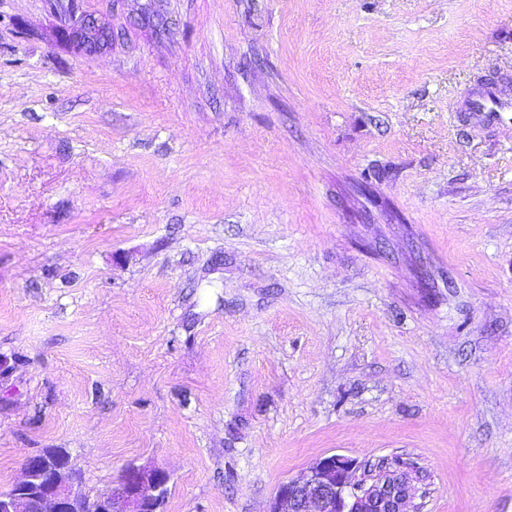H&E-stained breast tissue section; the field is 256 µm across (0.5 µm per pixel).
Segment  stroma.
Instances as JSON below:
<instances>
[{
	"label": "stroma",
	"instance_id": "35a3bbf8",
	"mask_svg": "<svg viewBox=\"0 0 512 512\" xmlns=\"http://www.w3.org/2000/svg\"><path fill=\"white\" fill-rule=\"evenodd\" d=\"M0 0V492L268 512L320 457L402 455L425 512H512V0ZM172 33L134 27L144 13ZM49 1L59 20L58 35L76 50L96 54L112 47V25L104 18L83 10L79 0ZM499 77L484 76L464 98V117L483 129L512 124V96L501 91ZM49 456H26L21 476L0 495V512H158L169 490L168 471L133 465L122 470L110 489L91 498L83 492V473Z\"/></svg>",
	"mask_w": 512,
	"mask_h": 512
}]
</instances>
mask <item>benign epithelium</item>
<instances>
[{"mask_svg": "<svg viewBox=\"0 0 512 512\" xmlns=\"http://www.w3.org/2000/svg\"><path fill=\"white\" fill-rule=\"evenodd\" d=\"M50 9L58 35L76 50L96 54L112 47V25L82 9L80 0H51ZM49 456H26L21 476L0 495V512H159L169 490L168 471L133 465L91 498L83 492V473ZM429 480L427 470L407 457L384 463L332 454L281 484L269 512H423Z\"/></svg>", "mask_w": 512, "mask_h": 512, "instance_id": "1", "label": "benign epithelium"}]
</instances>
